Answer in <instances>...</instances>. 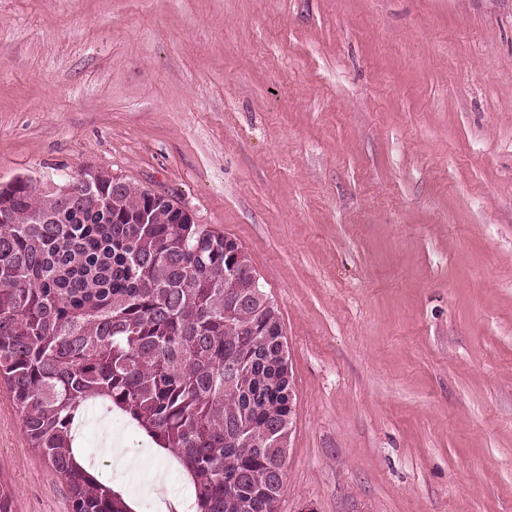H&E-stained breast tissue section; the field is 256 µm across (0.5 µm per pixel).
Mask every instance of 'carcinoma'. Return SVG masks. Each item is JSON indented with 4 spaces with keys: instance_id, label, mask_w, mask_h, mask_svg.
Segmentation results:
<instances>
[{
    "instance_id": "carcinoma-1",
    "label": "carcinoma",
    "mask_w": 512,
    "mask_h": 512,
    "mask_svg": "<svg viewBox=\"0 0 512 512\" xmlns=\"http://www.w3.org/2000/svg\"><path fill=\"white\" fill-rule=\"evenodd\" d=\"M64 181L0 191V378L72 512H127L73 447L99 400L172 450L197 512H277L293 377L247 254L122 177Z\"/></svg>"
}]
</instances>
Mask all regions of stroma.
Here are the masks:
<instances>
[{
	"label": "stroma",
	"instance_id": "obj_1",
	"mask_svg": "<svg viewBox=\"0 0 512 512\" xmlns=\"http://www.w3.org/2000/svg\"><path fill=\"white\" fill-rule=\"evenodd\" d=\"M89 167L248 254L294 376L279 512H512V0H0V182ZM0 485L72 512L1 382Z\"/></svg>",
	"mask_w": 512,
	"mask_h": 512
}]
</instances>
